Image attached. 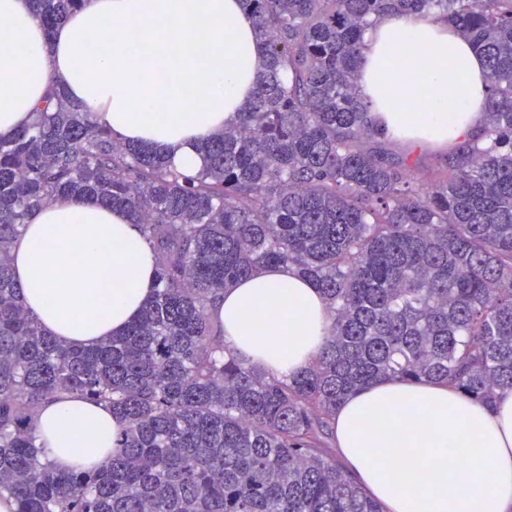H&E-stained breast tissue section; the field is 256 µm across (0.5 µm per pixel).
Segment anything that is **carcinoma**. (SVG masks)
Returning a JSON list of instances; mask_svg holds the SVG:
<instances>
[{
	"instance_id": "obj_1",
	"label": "carcinoma",
	"mask_w": 512,
	"mask_h": 512,
	"mask_svg": "<svg viewBox=\"0 0 512 512\" xmlns=\"http://www.w3.org/2000/svg\"><path fill=\"white\" fill-rule=\"evenodd\" d=\"M80 0H33L52 31ZM264 46L239 122L206 139L192 178L116 140L61 89L0 136V496L15 512H384L336 462L349 395L391 378L485 406L512 390V0H242ZM445 18L485 58L481 134L420 190L359 86L382 17ZM58 198L125 210L157 287L88 348L25 307L10 250ZM283 265L324 297L312 364L280 380L224 343L213 301ZM109 404L115 449L60 470L37 444L49 399Z\"/></svg>"
}]
</instances>
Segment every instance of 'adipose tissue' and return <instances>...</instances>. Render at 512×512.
<instances>
[{
	"label": "adipose tissue",
	"mask_w": 512,
	"mask_h": 512,
	"mask_svg": "<svg viewBox=\"0 0 512 512\" xmlns=\"http://www.w3.org/2000/svg\"><path fill=\"white\" fill-rule=\"evenodd\" d=\"M263 53L242 0H82L50 35L31 0H0V135L61 86L117 138L190 174L199 144L238 121ZM360 63L387 136L447 146L479 134L484 61L445 20L380 19ZM416 99L424 111L412 110ZM28 224L11 250L13 276L61 342L120 334L153 295L155 254L126 211L60 198ZM213 312L225 343L279 379L309 365L330 325L318 289L285 266L226 289ZM35 424L60 467L104 462L120 428L107 406L77 397L44 403ZM334 428L387 512H512L511 391L489 409L445 386L388 380L348 397Z\"/></svg>",
	"instance_id": "obj_1"
}]
</instances>
